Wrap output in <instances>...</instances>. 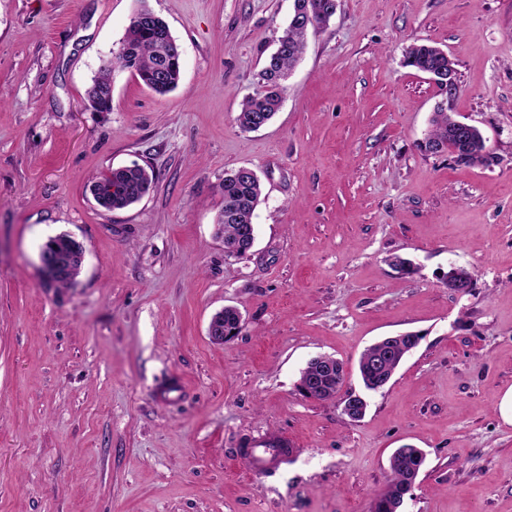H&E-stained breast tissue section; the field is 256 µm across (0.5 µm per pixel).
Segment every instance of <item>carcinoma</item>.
Instances as JSON below:
<instances>
[{"label":"carcinoma","instance_id":"carcinoma-1","mask_svg":"<svg viewBox=\"0 0 512 512\" xmlns=\"http://www.w3.org/2000/svg\"><path fill=\"white\" fill-rule=\"evenodd\" d=\"M337 0H294V12L287 26L277 38V50L265 60L257 74L261 92L243 99L236 117L244 131H255V120L269 124L280 108L286 91L284 81L301 58L307 34L326 27L335 16ZM168 24L159 16L151 15L150 23L143 24L131 19L119 43V50L102 63L87 89L88 100L97 104L98 112L112 110V74L115 70H127L136 76L149 90L166 94L174 90L181 77L180 46L168 33ZM404 64L418 72L433 70L440 73L454 90H459L454 61L444 50L428 45H410L404 56ZM431 128L422 147L427 152L448 153L453 159L467 166L489 167L494 156L487 150L479 132H462L448 108L438 107L430 120ZM156 175L144 167L132 163L110 170L98 177L91 185L95 201L107 210L123 209L138 203L153 187ZM224 197L218 224L224 237V254L228 257L245 255L255 240L253 217L261 201L260 178L245 175L240 169L224 173L221 184ZM67 259L63 260L57 277L48 281L56 287L70 285L79 273L81 263L73 245H67ZM243 324L240 311L234 306L224 307V335L239 333ZM420 336L406 335L401 339L379 341L368 347L360 356L358 371L368 391L383 389L393 377L404 357L417 347ZM342 363L334 359L329 367L310 362L302 370L300 380H315L317 389L311 398L328 400L336 397L344 382ZM391 477L385 490L377 497L373 512H395L397 503L413 488L424 463V452L407 445L391 455Z\"/></svg>","mask_w":512,"mask_h":512}]
</instances>
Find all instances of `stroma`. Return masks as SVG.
<instances>
[{"instance_id": "stroma-1", "label": "stroma", "mask_w": 512, "mask_h": 512, "mask_svg": "<svg viewBox=\"0 0 512 512\" xmlns=\"http://www.w3.org/2000/svg\"><path fill=\"white\" fill-rule=\"evenodd\" d=\"M144 6L181 47L179 85L161 96L118 70L111 111H92L86 90ZM292 11L0 0V512H370L406 444L426 462L402 512H512V0H338L275 119L242 131ZM415 42L454 60L452 110L490 167L419 149L441 95L402 64ZM134 162L153 190L100 207L91 181ZM239 167L263 197L253 248L229 258L219 184ZM60 233L85 249L68 288L38 271ZM227 305L245 326L217 345ZM407 332L418 346L366 393L361 353ZM323 354L366 397L361 420L299 391ZM279 432L291 460L248 475L241 448Z\"/></svg>"}]
</instances>
